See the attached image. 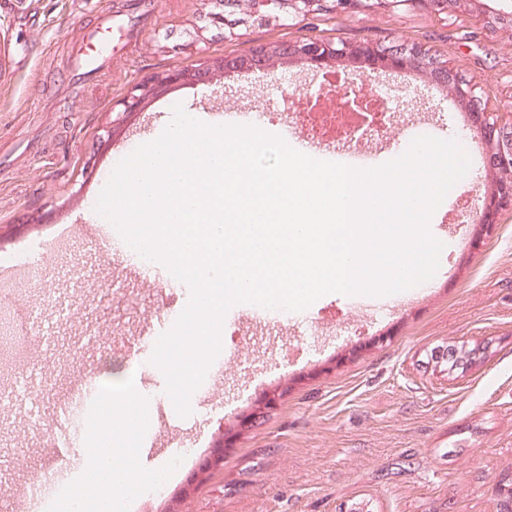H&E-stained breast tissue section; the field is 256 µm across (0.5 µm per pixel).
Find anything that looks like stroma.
Returning <instances> with one entry per match:
<instances>
[{
    "instance_id": "35a3bbf8",
    "label": "stroma",
    "mask_w": 512,
    "mask_h": 512,
    "mask_svg": "<svg viewBox=\"0 0 512 512\" xmlns=\"http://www.w3.org/2000/svg\"><path fill=\"white\" fill-rule=\"evenodd\" d=\"M127 2L28 0L21 9L0 0V248L44 266L35 292H14L9 280L0 285V311L21 324L24 311L38 309L46 330L35 358L0 363V390L22 372L34 382L24 421L0 412V487L29 484L56 465L61 403L85 369L99 382L116 371L146 378L137 396L148 403L166 397L163 372L136 353L135 338L159 311L180 316L189 287L161 292L141 284L90 238L56 244L75 212L96 220L98 194L137 148L135 132L150 116L166 127L178 103L191 116L226 103L281 137L278 100L317 87L312 66L285 58L268 74L228 71L218 83L176 87L113 128V108L135 84L169 68L314 36L421 46L458 69L492 111L512 113V42L482 23L483 10L510 11L512 0L440 16L325 15L262 26L210 0H153L149 14L132 17L124 58L81 79L71 68L74 39L103 10ZM366 82L407 96L377 162L436 129L470 147L466 112L424 72L371 71ZM485 185L484 166L469 170L462 190H450L434 211V234L462 223L464 209L480 208ZM439 267L421 294L397 293L398 306L385 317L355 315L351 298L338 293L262 326L241 322L232 307L224 318L222 399L192 397L191 413L160 431L167 450L142 449L135 458L143 479L173 454L187 461L154 512H348L358 502L371 512H500L499 488L512 483V211L480 244L447 239ZM448 345L486 354L468 371H452L431 358ZM273 392L277 401L263 418L240 427V417ZM230 430L236 440L223 467L190 484Z\"/></svg>"
}]
</instances>
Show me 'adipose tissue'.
Listing matches in <instances>:
<instances>
[{
  "instance_id": "adipose-tissue-1",
  "label": "adipose tissue",
  "mask_w": 512,
  "mask_h": 512,
  "mask_svg": "<svg viewBox=\"0 0 512 512\" xmlns=\"http://www.w3.org/2000/svg\"><path fill=\"white\" fill-rule=\"evenodd\" d=\"M125 376L113 377L104 402L99 445L86 449L88 477L73 495L77 512H113V494L133 493L138 475L130 464L137 453L136 433L150 405L132 396Z\"/></svg>"
}]
</instances>
